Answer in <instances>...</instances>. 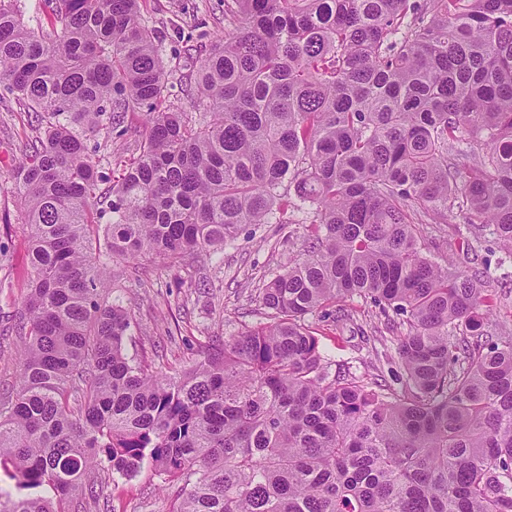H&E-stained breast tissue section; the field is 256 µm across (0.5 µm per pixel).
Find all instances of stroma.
Here are the masks:
<instances>
[{"label": "stroma", "instance_id": "35a3bbf8", "mask_svg": "<svg viewBox=\"0 0 512 512\" xmlns=\"http://www.w3.org/2000/svg\"><path fill=\"white\" fill-rule=\"evenodd\" d=\"M140 10L149 26L162 38L165 57L178 58L169 69L176 105L182 106L194 90V78L209 52L210 32L224 27V0H141ZM36 135L33 115L13 96L0 98V390L9 388L17 369L20 343L8 317L25 295L29 270L27 234L20 220L21 205L13 191L12 168L22 146ZM310 233L306 224L243 225L224 248L223 257L168 265L146 257L138 273L118 282L115 290L133 316L136 326L129 337L130 355L145 359L153 369L173 371L197 358L209 337L230 338L268 317L259 293L289 261L300 258ZM471 234L459 210H449L440 224L425 225L422 244L428 254L463 262L461 247ZM479 258L489 260L494 278L490 284L494 319L500 329L512 330V257L501 252L490 231H482ZM323 352L356 375L390 378L397 370L394 331L378 308L362 298L347 302L335 317L307 319ZM99 501L74 493L70 512H168L166 494L150 469L130 479L103 475Z\"/></svg>", "mask_w": 512, "mask_h": 512}]
</instances>
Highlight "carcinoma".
Wrapping results in <instances>:
<instances>
[{"mask_svg":"<svg viewBox=\"0 0 512 512\" xmlns=\"http://www.w3.org/2000/svg\"><path fill=\"white\" fill-rule=\"evenodd\" d=\"M44 2L41 36L0 0V81L42 129L13 172L29 273L0 512H63L100 498L92 471L146 466L169 512H512L492 273L432 259L420 229L456 207L512 255V0H224L188 110L139 0ZM130 112L145 135L114 179L87 141ZM296 211L312 241L262 289L269 323L170 373L128 355L112 261L222 255ZM355 297L401 329L390 382L330 372L305 323Z\"/></svg>","mask_w":512,"mask_h":512,"instance_id":"cac0c4a2","label":"carcinoma"}]
</instances>
